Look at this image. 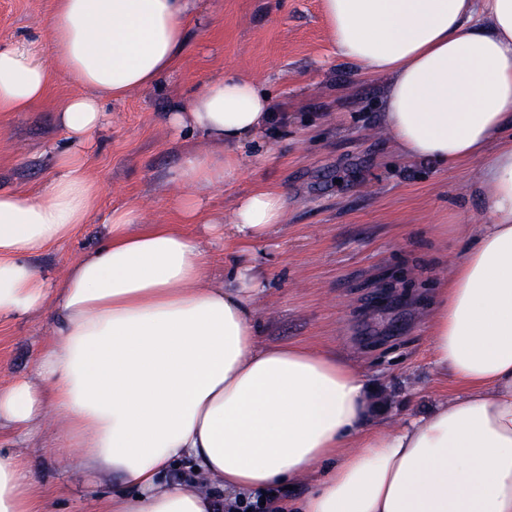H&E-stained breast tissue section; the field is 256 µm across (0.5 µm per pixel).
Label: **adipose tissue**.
Wrapping results in <instances>:
<instances>
[{
  "instance_id": "ef3b65f1",
  "label": "adipose tissue",
  "mask_w": 512,
  "mask_h": 512,
  "mask_svg": "<svg viewBox=\"0 0 512 512\" xmlns=\"http://www.w3.org/2000/svg\"><path fill=\"white\" fill-rule=\"evenodd\" d=\"M194 0H54L51 56L0 43V112H26L56 80L61 175L44 194L0 191V320L50 310L54 340L34 375L0 387V425L61 418L75 478L105 482L101 512H512V0H322L339 57L379 76L380 125L405 161L476 164L484 220L437 291L434 363L455 393L395 428L368 421L356 365L304 345L259 342L256 249L282 223L286 191L260 184L229 219L209 193L243 168L244 143L279 120L238 75L212 80L167 115L213 144L168 179L172 224L113 210L104 244L61 281L31 258L88 223L98 187L87 149L103 103L175 70ZM225 224L236 263L215 278L188 227ZM310 479L299 499L275 488ZM0 512H49L21 449L0 448Z\"/></svg>"
}]
</instances>
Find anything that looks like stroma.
I'll list each match as a JSON object with an SVG mask.
<instances>
[{
	"label": "stroma",
	"mask_w": 512,
	"mask_h": 512,
	"mask_svg": "<svg viewBox=\"0 0 512 512\" xmlns=\"http://www.w3.org/2000/svg\"><path fill=\"white\" fill-rule=\"evenodd\" d=\"M52 3L0 0V42L27 40L48 54ZM230 74L268 90L283 114L259 144L244 145L239 176L205 202L227 213L257 184L287 192L284 224L259 246L268 266L267 288L253 301L261 343L316 345L353 361L374 386L386 426L426 412L451 390L434 365L429 307L483 219L468 194L474 168L395 155L379 124L382 82L337 56L320 0H200L180 65L159 84L104 105L107 124L86 165L101 188L95 215L34 263L61 278L101 244L116 208L134 205L145 223H172L177 188L167 173L212 146L175 134L166 114L201 83ZM70 91L61 84L30 111L0 113L1 191L37 195L60 176L56 154L66 135L54 106ZM391 279L392 298L378 301ZM51 336L46 310L1 323L0 385L32 375ZM59 427L50 415L27 436L2 428L0 448L27 451L51 512H98L99 490L70 483L76 451L57 450Z\"/></svg>",
	"instance_id": "1"
}]
</instances>
